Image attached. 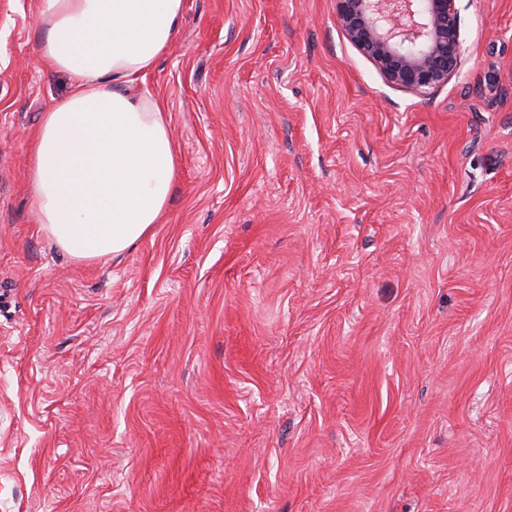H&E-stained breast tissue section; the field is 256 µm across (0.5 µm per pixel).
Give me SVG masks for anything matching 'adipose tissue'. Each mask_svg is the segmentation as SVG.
<instances>
[{
    "mask_svg": "<svg viewBox=\"0 0 512 512\" xmlns=\"http://www.w3.org/2000/svg\"><path fill=\"white\" fill-rule=\"evenodd\" d=\"M183 0H41L38 59L70 80L30 155L35 221L66 254H125L152 235L176 180L169 118L134 85L177 39Z\"/></svg>",
    "mask_w": 512,
    "mask_h": 512,
    "instance_id": "1",
    "label": "adipose tissue"
}]
</instances>
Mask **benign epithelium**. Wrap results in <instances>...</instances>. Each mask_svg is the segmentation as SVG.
Segmentation results:
<instances>
[{
  "mask_svg": "<svg viewBox=\"0 0 512 512\" xmlns=\"http://www.w3.org/2000/svg\"><path fill=\"white\" fill-rule=\"evenodd\" d=\"M336 16L390 84L424 95L448 84L460 68L456 0H336Z\"/></svg>",
  "mask_w": 512,
  "mask_h": 512,
  "instance_id": "benign-epithelium-1",
  "label": "benign epithelium"
}]
</instances>
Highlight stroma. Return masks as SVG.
<instances>
[{
    "label": "stroma",
    "instance_id": "obj_1",
    "mask_svg": "<svg viewBox=\"0 0 512 512\" xmlns=\"http://www.w3.org/2000/svg\"><path fill=\"white\" fill-rule=\"evenodd\" d=\"M457 7L420 96L336 0H183L168 208L83 261L29 177L69 81L0 0V512H512V0Z\"/></svg>",
    "mask_w": 512,
    "mask_h": 512
}]
</instances>
